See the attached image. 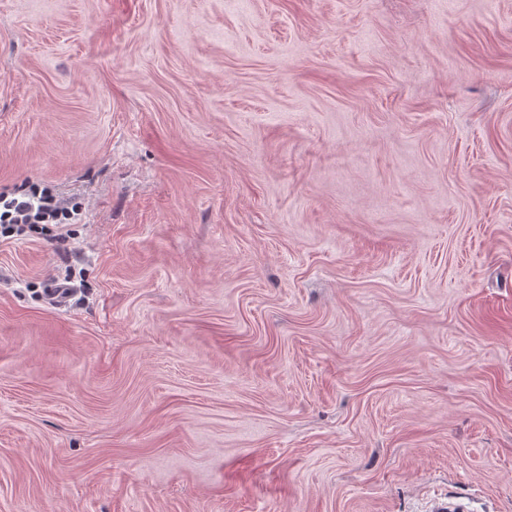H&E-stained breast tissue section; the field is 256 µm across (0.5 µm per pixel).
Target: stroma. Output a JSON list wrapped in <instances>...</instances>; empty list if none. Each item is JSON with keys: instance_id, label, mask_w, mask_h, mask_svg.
<instances>
[{"instance_id": "1", "label": "stroma", "mask_w": 512, "mask_h": 512, "mask_svg": "<svg viewBox=\"0 0 512 512\" xmlns=\"http://www.w3.org/2000/svg\"><path fill=\"white\" fill-rule=\"evenodd\" d=\"M31 184L0 512H512V0H0ZM82 213V204L61 198L55 189L44 186L29 187L26 193L12 195L0 193V234L16 229H50L54 224L62 228L63 224Z\"/></svg>"}]
</instances>
